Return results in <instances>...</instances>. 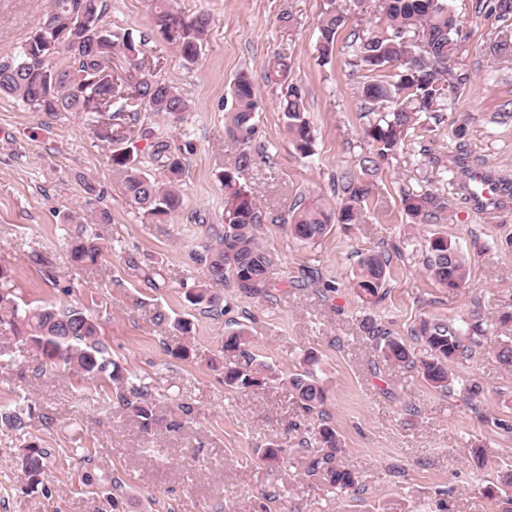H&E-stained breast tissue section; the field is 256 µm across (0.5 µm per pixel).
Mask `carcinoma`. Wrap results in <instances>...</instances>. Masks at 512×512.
Returning a JSON list of instances; mask_svg holds the SVG:
<instances>
[{"label": "carcinoma", "mask_w": 512, "mask_h": 512, "mask_svg": "<svg viewBox=\"0 0 512 512\" xmlns=\"http://www.w3.org/2000/svg\"><path fill=\"white\" fill-rule=\"evenodd\" d=\"M147 2L160 41L174 49L184 64L196 63L211 25L209 14L189 16L173 0ZM383 2L386 29L357 37L352 62L356 70L363 72L359 91L369 112H375L380 104L395 103L391 111L377 114L364 129L368 149L359 165L365 173L376 170L380 161L394 153L414 128L418 113L443 122L448 100L468 80L465 73L457 75L452 85L446 78L448 61L457 51L458 34V19L448 0ZM102 14L103 0H49L39 27L25 41L19 55L0 62V96L13 97L50 116L62 112H94L100 116L116 103L122 106L128 115L115 113L116 123L100 125L95 128L96 134L113 147L112 165L123 176L130 200L150 216L165 217L182 203L178 189L184 170L181 148L158 137L150 128L141 130L142 138L152 140V160L162 173L159 180L147 173L140 159L121 144L127 139L130 122L142 109L179 119L189 105L176 87L142 72L145 41L135 39L129 31L104 27ZM345 22V16L334 6L321 14L318 52L322 61L332 56ZM411 37L422 42V52L412 51ZM117 52L137 72L133 79L102 77ZM290 70L282 56L268 62V73L285 86L279 100L284 126L295 149L307 157L312 155L314 134L306 118L305 94L289 80ZM229 95L231 106L225 112L224 135L239 150L220 175L224 224L220 229L210 227L211 243L196 254L205 282L188 294L193 305L208 313L224 309V295L210 285L232 283L250 297L264 295L272 286L270 275L276 265L275 256L259 241L262 214L255 197L239 181L242 172L254 162L249 144L256 134L258 102L251 77L239 74ZM336 190L343 198L337 212L338 223H360L361 204L371 194V187L346 170L337 178ZM400 203L415 224H434L447 209L443 198L428 191H405ZM331 221V213L312 204L291 210L289 228L296 239L313 243L327 233ZM69 248L70 260L77 266H96L102 256L98 234L85 228L71 238ZM426 248L428 269L441 287L453 291L466 284L469 265L455 244L438 235L427 239ZM387 263L380 254L360 259L352 288L363 304L375 305L385 296ZM9 278V273L0 268V334L39 353L43 360L40 371L72 370L95 385L109 380L118 402L139 419L147 432L157 427L176 432L184 427L193 408L179 403L168 415L158 416L151 383L143 378L136 382L123 379L118 366L106 356L91 316L75 307L22 306L6 287ZM361 325L385 360L416 370L428 385L444 393L451 389L453 380L448 361L467 356L464 340L473 343L475 338L487 335L477 317L463 327L424 318L410 329V335L421 344V353L417 354L372 316H364ZM250 346V334L244 327L232 330L224 338V383L244 392L276 378L268 364L254 357ZM317 362V355L307 352L303 370L288 378L296 399L309 415L325 400L324 388L313 373ZM340 451L336 430L318 424L315 440L300 449L305 475L334 492L358 491L361 477L339 464ZM47 458L48 452L34 442L22 449L18 462L31 484L40 483ZM483 493L496 500L499 512H512V468L501 472L497 483L483 487Z\"/></svg>", "instance_id": "cac0c4a2"}]
</instances>
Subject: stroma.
Segmentation results:
<instances>
[{"mask_svg":"<svg viewBox=\"0 0 512 512\" xmlns=\"http://www.w3.org/2000/svg\"><path fill=\"white\" fill-rule=\"evenodd\" d=\"M48 0H0V61L15 58ZM347 17L329 62L317 51V21L328 4ZM382 0H177L191 15L213 18L197 63L184 65L152 39L144 59L188 100L183 121L141 110L140 125L181 146L185 172L180 209L163 220L131 203L112 167V150L82 113L50 117L0 97V268L19 301L74 306L91 314L108 355L129 377L153 380L161 399L181 400L194 417L159 437L111 399L112 388L70 371L37 375L40 355L0 341V405L21 407L27 435L0 423V512H498L483 493L501 466L512 465V368L497 357L512 347V58L494 57L488 34L499 21L476 0H449L459 20L453 70L469 81L443 123L421 117L415 136L366 174L373 192L357 224H330L315 243L288 231L293 206L316 201L337 210L336 178L358 170L368 118L351 62L354 35L386 26ZM102 23L151 35L146 0H105ZM291 62L306 94L314 130L312 156L291 144L279 88L265 78L270 57ZM260 103L251 143L254 163L240 177L262 212L259 237L278 259L266 297L225 287L224 310L205 313L186 294L203 284L195 256L210 225L224 221L218 174L234 149L224 141L228 89L240 72ZM464 135H457V128ZM479 172L498 189L496 207L478 208L465 186ZM432 190L448 203L436 224H413L405 190ZM108 210L97 225L98 265L70 264L67 243L78 223ZM448 237L470 263L465 288L440 287L426 267V240ZM389 259L386 295L364 310L350 282L359 258ZM490 327L470 357L451 363L453 390L431 388L414 370L384 361L361 327L372 315L408 339L422 318L460 322L469 313ZM189 322V332L177 321ZM252 334V352L275 380L238 392L224 384L221 347L233 324ZM187 359L173 355L180 346ZM318 356L326 393L321 416L306 415L288 377L303 353ZM326 421L342 444L340 460L358 472L360 492L336 497L305 477L298 450ZM51 452L40 484L17 467L25 436ZM160 440L164 457L147 453ZM283 446L287 468L273 473L259 456ZM481 444L483 464L469 449Z\"/></svg>","mask_w":512,"mask_h":512,"instance_id":"stroma-1","label":"stroma"}]
</instances>
